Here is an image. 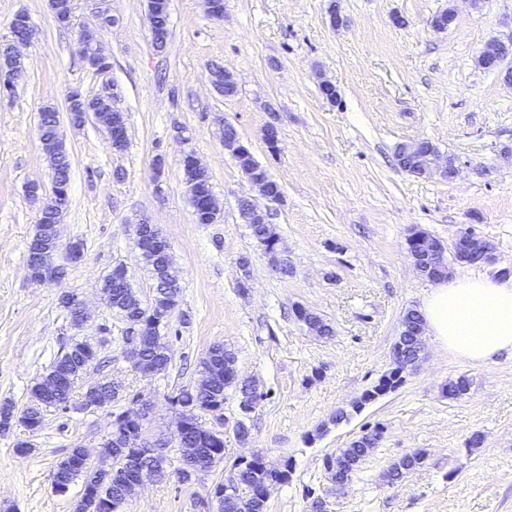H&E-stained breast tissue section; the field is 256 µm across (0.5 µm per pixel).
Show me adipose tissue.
<instances>
[{"instance_id":"obj_1","label":"adipose tissue","mask_w":512,"mask_h":512,"mask_svg":"<svg viewBox=\"0 0 512 512\" xmlns=\"http://www.w3.org/2000/svg\"><path fill=\"white\" fill-rule=\"evenodd\" d=\"M427 335L449 354L477 364L512 355V275L441 281L423 301Z\"/></svg>"}]
</instances>
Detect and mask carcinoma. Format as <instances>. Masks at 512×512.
<instances>
[{
    "label": "carcinoma",
    "instance_id": "carcinoma-1",
    "mask_svg": "<svg viewBox=\"0 0 512 512\" xmlns=\"http://www.w3.org/2000/svg\"><path fill=\"white\" fill-rule=\"evenodd\" d=\"M148 9L158 14L156 36L165 38L169 25L168 0H150ZM212 84L219 93L233 97L238 93L235 86H224V69L216 66L210 69ZM68 111L72 121H77L80 114L92 112L97 114V121L107 129H112V122L124 119L123 114L113 109L112 105L101 104L97 96L86 97L74 90L68 97ZM43 150L56 176V182L66 183L70 180V160L66 149L52 150L46 142L57 133L58 116L56 110L47 106L43 108L41 117ZM183 175L186 182L201 185V195L210 196L212 188L206 170L202 168H185ZM253 236L264 246L268 254H273L270 243L276 238V232L268 223L250 225ZM143 260L149 267L154 280V288L164 291L155 297V306L143 303L136 292L116 273L109 274L103 282L108 289L109 307L123 316L138 318L145 325L140 340L142 356L141 371L148 374H158L168 367V355L164 354L166 346L164 339L168 338L169 327L158 330L154 326L158 309H174L179 305L181 286L178 271L168 255H159L155 251L143 254ZM297 318L309 330L319 336H331L334 330L330 323L320 315L306 309L297 310ZM423 322L421 314L414 308L405 311L401 318L402 335L394 346V356L411 357L418 351V341L414 329ZM98 353L85 341L70 340L65 344V350L55 361L49 373L41 381L35 383L31 390V402L21 412L15 415L14 406L10 403L0 405V432H9L14 424H28L33 430L41 429L43 424V409L53 407L64 411L70 408L72 393L83 372L97 360ZM201 378L190 388H179L172 392L173 398L181 407L197 414L210 411L213 406H224V398L230 391L238 393L240 398L241 418L237 423L235 434L240 443H247L250 437V427L247 423L248 414L260 398L257 388L247 378L240 376L236 368L235 354L217 344L211 346L200 361ZM404 383V376L397 368H392L382 375L377 383L365 391L358 401L350 408H340L332 415L330 422L339 424L347 422L362 408L377 400L379 397L398 389ZM470 388L469 379L462 375L448 381L443 393L451 399H458L467 394ZM119 388L113 382L101 380L86 388L82 394L81 406H107L118 397ZM380 431L374 428L367 430L350 441L347 446L336 449V452L325 458L326 471L333 480L352 481L364 461L377 447ZM184 447L195 449V463L202 468V473H208L219 460L224 458L221 449L215 447V442L205 433L188 431L184 434ZM133 453L131 448H115L112 441H107L99 450L100 464L95 466L90 461V455L80 446L70 449L68 454L56 465L52 472V482L71 485L81 481L82 489L76 500L74 512H101L100 500H110L121 504L132 496L135 478L129 461ZM425 453L415 450L392 463L385 473L387 481L393 483L402 479L406 473L421 466ZM233 470L225 474V478L235 479L236 490L223 496L218 492L224 490V482L215 484L217 493L208 494L201 499L199 506L208 509L217 505L218 512H267V500L264 491L268 484H284L288 482L293 465L290 458H285L277 466L268 465L259 454L252 462L238 468L231 464Z\"/></svg>",
    "mask_w": 512,
    "mask_h": 512
}]
</instances>
